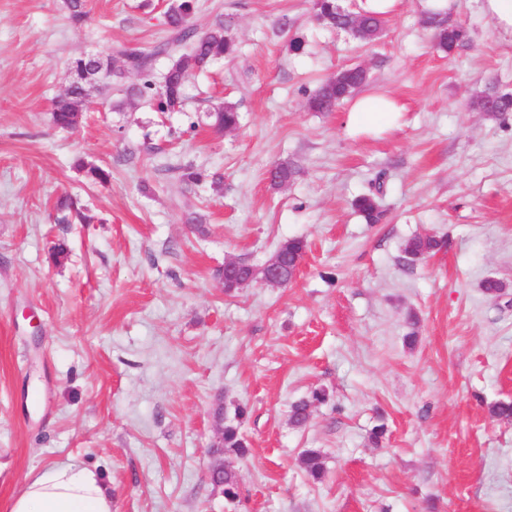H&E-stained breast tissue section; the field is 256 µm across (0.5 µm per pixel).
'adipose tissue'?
<instances>
[{
	"mask_svg": "<svg viewBox=\"0 0 512 512\" xmlns=\"http://www.w3.org/2000/svg\"><path fill=\"white\" fill-rule=\"evenodd\" d=\"M398 116L392 98L366 93L354 98L347 124L377 131L393 125ZM9 512H112V493L97 471L67 462L29 476Z\"/></svg>",
	"mask_w": 512,
	"mask_h": 512,
	"instance_id": "adipose-tissue-1",
	"label": "adipose tissue"
}]
</instances>
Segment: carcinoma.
<instances>
[{
	"mask_svg": "<svg viewBox=\"0 0 512 512\" xmlns=\"http://www.w3.org/2000/svg\"><path fill=\"white\" fill-rule=\"evenodd\" d=\"M336 0H312V9L316 18H330L324 26L330 29L345 30L352 28L356 21H361L367 28L381 32L386 29L387 20L372 14L359 11L344 13L336 12ZM194 9L192 0H180L170 4L164 12L166 24L170 31L169 39L153 52L143 53L117 47L112 57L83 55L72 63L73 79L68 88L53 103V123L65 130L76 128L83 117L89 98V90L95 87H111L112 78H121L134 72L139 80L124 88L123 100L112 105L121 109L137 100L153 101L158 112H181L185 104V89L192 70H201L216 59L234 57L237 45L230 29L224 22L215 23L210 29L199 32L189 20ZM429 23L437 27L435 39L438 48L452 52L467 40V32L460 26H444L431 17ZM165 55L169 63L160 78L153 73V59ZM348 86L340 89L328 79L319 90L307 101V107L313 112H333L336 107L353 92L361 88L367 81V74L354 67L340 71ZM479 108L490 107L500 116L512 113V94L500 93L495 90L484 91L477 99ZM209 126L216 132L232 130L240 124V113L231 104H217L206 111ZM296 169L288 162L275 164L270 183L278 188L284 179L292 178ZM355 206L366 223L378 224L384 218V210L377 198L372 194H363L355 200ZM444 240L434 235L416 236L409 239L404 253L411 260L422 259L441 250ZM307 250L306 242L301 238L283 240L276 254L279 258L281 285L288 286L294 282L296 273ZM329 399L327 390L320 388L311 393L310 398L301 399L291 405V423L297 427L306 425L310 417V408L314 404H322ZM491 418L512 422V402L499 401L490 406ZM246 409L237 406L233 417H224L223 447L215 449V453L224 456L244 457L249 452V443L241 431L242 420ZM299 462L304 471L313 479H322L325 468L320 451L310 448L302 452ZM211 483L220 487L224 498L234 503L240 498V484L236 472L229 466L219 471L210 472Z\"/></svg>",
	"mask_w": 512,
	"mask_h": 512,
	"instance_id": "1",
	"label": "carcinoma"
}]
</instances>
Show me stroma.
I'll return each instance as SVG.
<instances>
[{"instance_id": "35a3bbf8", "label": "stroma", "mask_w": 512, "mask_h": 512, "mask_svg": "<svg viewBox=\"0 0 512 512\" xmlns=\"http://www.w3.org/2000/svg\"><path fill=\"white\" fill-rule=\"evenodd\" d=\"M195 4L191 25L228 24L238 51L194 73L185 111L115 112L120 92H94L66 132L51 113L71 61L152 51L165 0H87L78 28L64 0H0V512L69 461L101 473L112 512H512V423L489 415L512 401V119L474 106L512 91V35L483 0H451L442 20L472 42L450 53L420 0L374 43L320 25L311 0ZM358 64L403 108L383 134L348 130V104L306 106ZM221 101L238 129L190 128ZM283 160L298 173L271 188ZM185 164L205 180L180 182ZM378 176L385 219L368 224L354 201ZM66 195L90 223L59 222ZM426 233L446 247L407 262ZM291 237L308 244L292 285L229 296L214 279ZM317 388L329 400L293 426ZM219 404L247 410L234 504L210 481ZM329 399V393L326 389L320 388L315 389L310 398L301 399L299 401L294 402L291 405L290 410V419L291 423L294 426L301 427L306 425L308 419L310 417V408L314 404H322L325 403Z\"/></svg>"}]
</instances>
